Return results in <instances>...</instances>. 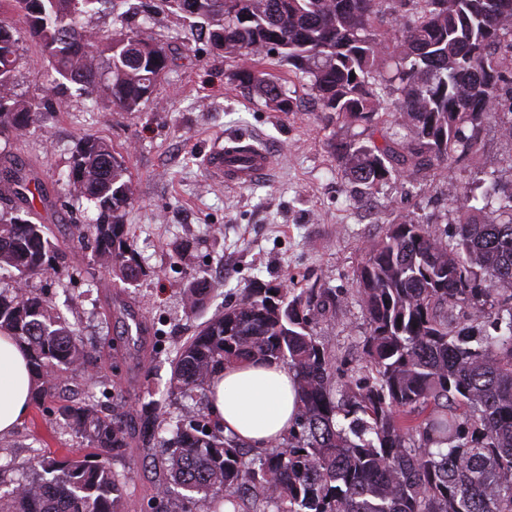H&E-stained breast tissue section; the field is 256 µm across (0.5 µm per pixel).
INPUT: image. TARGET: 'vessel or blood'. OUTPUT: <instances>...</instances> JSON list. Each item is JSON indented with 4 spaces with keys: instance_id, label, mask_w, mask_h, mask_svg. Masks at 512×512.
I'll list each match as a JSON object with an SVG mask.
<instances>
[{
    "instance_id": "obj_1",
    "label": "vessel or blood",
    "mask_w": 512,
    "mask_h": 512,
    "mask_svg": "<svg viewBox=\"0 0 512 512\" xmlns=\"http://www.w3.org/2000/svg\"><path fill=\"white\" fill-rule=\"evenodd\" d=\"M208 167L214 178L231 184L249 185L264 178L270 169V154L252 143L229 139L210 153Z\"/></svg>"
}]
</instances>
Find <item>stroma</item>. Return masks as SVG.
Segmentation results:
<instances>
[{
    "label": "stroma",
    "mask_w": 512,
    "mask_h": 512,
    "mask_svg": "<svg viewBox=\"0 0 512 512\" xmlns=\"http://www.w3.org/2000/svg\"><path fill=\"white\" fill-rule=\"evenodd\" d=\"M188 23L157 15L153 32L173 57L139 111L121 112L92 104L76 91L67 94L63 112L45 113L39 128L21 139L0 141V168L19 169L43 197L11 199L22 217L51 225L64 252L55 280L34 277L60 309H73L81 335L97 355L95 370L64 377L55 398L31 405L10 433L11 467L5 480L28 474V461L50 448L83 454L85 441L57 414L60 401H78L101 392L100 376L114 382L127 404L156 400L164 419L186 408L207 410L206 402L169 394L168 356L187 336L225 304L257 287L329 288L340 304L317 327L323 342L352 361L369 326L356 296V273L366 248L385 236L390 225L423 218L448 229L458 222L455 199L461 188L479 184L493 171L501 184L512 183V139L498 122L488 123L477 151L464 163L434 168L416 178L380 184L360 198L334 142L353 132L327 122L306 86L277 68L284 85L303 101L296 112H275L258 96L231 80L233 65L221 51L185 40ZM15 89L27 100H42L51 87L50 69L30 40H23ZM91 134L120 152L134 181L137 199L125 222L143 273L127 285L94 262L87 246L72 241L70 228L91 223L93 203L64 192L79 138ZM226 137L264 146L272 167L261 182L238 186L213 178L206 168L211 148ZM211 286L205 307L189 312L182 290L194 279ZM136 313L144 336L125 335L121 322ZM162 448L128 449L114 467L125 476L130 512H154Z\"/></svg>",
    "instance_id": "1"
}]
</instances>
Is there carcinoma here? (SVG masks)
Listing matches in <instances>:
<instances>
[{
	"label": "carcinoma",
	"instance_id": "cac0c4a2",
	"mask_svg": "<svg viewBox=\"0 0 512 512\" xmlns=\"http://www.w3.org/2000/svg\"><path fill=\"white\" fill-rule=\"evenodd\" d=\"M115 2L9 0L54 78L44 100L18 96L19 37L1 19L0 139L27 136L44 110H65L71 85L126 112L152 98L170 58L149 27L115 11L107 35L78 23ZM148 8L192 20L193 39L235 62L232 80L273 111H298L261 68L275 53L328 119L372 132L397 127L380 145H334L362 194L452 166L476 150L486 123L512 115L502 55L512 50V0H149ZM0 182L26 197L18 171L0 170ZM486 182L480 197L463 189L459 204L482 213L476 203L492 199L488 219L460 224L451 237L410 220L368 247L356 293L369 333L350 371L333 366L316 333L336 300L327 288H252L175 348L169 389L185 398L208 396L226 366L254 358L287 364L298 383L295 421L272 448H246L191 409L170 423L160 460L168 478L158 488L180 495L181 512H219L222 501L234 512H512V188L493 172ZM65 186L97 208L72 238L89 242L120 280L136 281L143 269L124 224L136 192L123 155L80 137ZM51 236L49 225L0 210V269L20 279L0 290V333L26 347L37 402L96 361L53 301L24 284L56 270ZM209 294L202 280L183 289L191 311ZM59 416L88 448L36 458L31 479L0 491V512H128L112 461L154 446L158 403L126 410L118 401L109 411L90 391Z\"/></svg>",
	"mask_w": 512,
	"mask_h": 512
}]
</instances>
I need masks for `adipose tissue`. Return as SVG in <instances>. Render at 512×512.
Returning a JSON list of instances; mask_svg holds the SVG:
<instances>
[{
    "label": "adipose tissue",
    "mask_w": 512,
    "mask_h": 512,
    "mask_svg": "<svg viewBox=\"0 0 512 512\" xmlns=\"http://www.w3.org/2000/svg\"><path fill=\"white\" fill-rule=\"evenodd\" d=\"M34 382L23 345L0 334V435L27 414ZM297 380L287 365L250 360L226 367L211 384L210 406L225 435L270 447L294 417Z\"/></svg>",
    "instance_id": "adipose-tissue-1"
}]
</instances>
